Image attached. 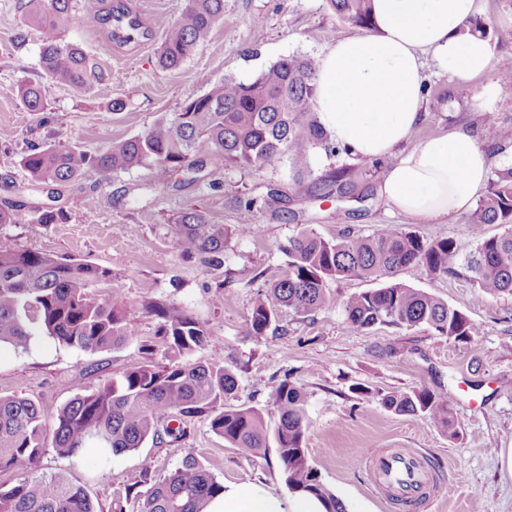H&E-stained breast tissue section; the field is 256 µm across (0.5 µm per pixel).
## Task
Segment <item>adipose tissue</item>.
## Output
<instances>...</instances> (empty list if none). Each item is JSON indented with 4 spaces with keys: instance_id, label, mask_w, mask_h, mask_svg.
Returning a JSON list of instances; mask_svg holds the SVG:
<instances>
[{
    "instance_id": "ef3b65f1",
    "label": "adipose tissue",
    "mask_w": 512,
    "mask_h": 512,
    "mask_svg": "<svg viewBox=\"0 0 512 512\" xmlns=\"http://www.w3.org/2000/svg\"><path fill=\"white\" fill-rule=\"evenodd\" d=\"M477 0H372L373 31L338 39L321 56L316 75L318 117L339 148L385 161L380 197L399 214L431 222L472 208L491 175V155L461 128L416 146L408 141L424 114V56L456 82H486L481 105L499 86L488 81L493 53L471 33ZM207 512H325L306 493L285 496L261 483L228 482Z\"/></svg>"
}]
</instances>
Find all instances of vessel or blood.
I'll list each match as a JSON object with an SVG mask.
<instances>
[{"instance_id":"1","label":"vessel or blood","mask_w":512,"mask_h":512,"mask_svg":"<svg viewBox=\"0 0 512 512\" xmlns=\"http://www.w3.org/2000/svg\"><path fill=\"white\" fill-rule=\"evenodd\" d=\"M376 491L418 504L431 485V475L419 457L405 448H374L359 460Z\"/></svg>"}]
</instances>
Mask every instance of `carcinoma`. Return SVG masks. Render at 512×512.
<instances>
[{
  "mask_svg": "<svg viewBox=\"0 0 512 512\" xmlns=\"http://www.w3.org/2000/svg\"><path fill=\"white\" fill-rule=\"evenodd\" d=\"M341 20L366 31L374 29L371 0H327ZM27 25L41 32L40 68L45 79L75 89L109 87L105 74L84 51L57 35L58 25L75 19L84 25L100 20L82 0H17ZM224 18V0H184L167 29L158 52L159 65L177 68ZM315 61L307 56L282 58L249 81L224 77L206 80V91L189 99L181 111L165 115L150 129L112 142L92 154L77 146L50 145L26 154L21 165L34 188L60 186L90 172L102 176L155 166L196 174L208 167L260 171L287 162L293 177L309 173V151L320 147L336 153L317 114ZM19 95L31 112H45L43 85L24 80ZM239 224L232 232L248 233L255 224L256 201L238 202ZM58 224L67 220L62 208L35 205L22 211L0 208V224L20 220ZM474 251L461 255L449 239L428 242L413 232L388 224L369 236L344 234L327 240L304 229L288 239V271L269 288L267 299L246 319L245 334L263 336L286 308L309 315L328 302V282L347 278L382 279L381 287L354 294L344 302L345 321L356 332L377 326L405 329L428 327L437 335L465 340L476 326L460 306L393 279L403 268L421 266L440 277L467 274L485 294L512 296V180L490 182L487 194L468 217ZM498 224L503 233L488 236L484 227ZM228 229L200 209L187 208L167 224V233L184 255L210 269L224 267ZM112 283V272L76 259H59L24 250L0 240V345L27 348L38 331L57 342L86 352L125 343L133 334L127 308L117 294L100 298L92 289ZM142 308L161 319L160 334L167 363L153 362L125 373L121 380L79 393L56 410V425L47 432L45 409L33 400L0 393V471L9 470L15 483L0 487V512H97L85 489L67 472L41 471L42 457L52 446L70 458L94 446L105 456L135 451L148 440L183 431L192 418L209 417L211 431L245 454L267 447V430L259 410L226 409L238 379L216 362L187 361L195 349L211 342L210 330L187 313L173 311L155 299ZM276 448L288 490L320 498L325 512H347L312 466L304 446L309 429L306 397L289 379L276 387ZM380 404L400 416L422 415L450 436L451 396L427 388L380 395ZM178 422L179 427L169 426ZM151 486L135 495L132 512H206L224 483L191 453L171 472L154 476Z\"/></svg>",
  "mask_w": 512,
  "mask_h": 512,
  "instance_id": "1",
  "label": "carcinoma"
}]
</instances>
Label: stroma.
I'll list each match as a JSON object with an SVG mask.
<instances>
[{"mask_svg":"<svg viewBox=\"0 0 512 512\" xmlns=\"http://www.w3.org/2000/svg\"><path fill=\"white\" fill-rule=\"evenodd\" d=\"M119 8L137 22L123 41L113 34L112 16ZM179 8L180 0H99L95 34L74 20L63 24L60 38L97 59L113 96L126 108L114 113L96 90L49 83V111L31 112L18 85L40 76V32L26 25L16 0H0V207L46 201L45 192L29 189L20 165L30 149L75 144L103 151L112 140L141 133L161 115L180 111L186 100L204 92L202 76L247 81L290 55L320 57L337 39L358 31L324 0H224V19L209 38L178 69L164 70L158 51ZM476 18L487 27L495 57L512 56V0H478ZM424 74L426 118L412 143L461 127L493 150L492 169L500 171L503 155L484 115L493 112L501 126L512 127V68L499 66L490 73L500 95L488 109L474 101L481 80L456 83L430 65ZM310 166L311 176L299 185L285 165L259 173L204 171L191 183L183 174L157 167L106 179L91 173L60 188L61 204L71 208L65 223L0 224V238L18 248L110 269L112 290L127 305L133 329L123 345L95 353L44 335L33 336L23 353L2 348L0 393L32 399L52 414L76 394L120 379L146 361L163 362L160 322L142 309L143 301L154 297L199 319L214 335V342L197 348L190 359L219 362L236 373L238 387L225 407L256 408L272 427L277 414L271 394L278 383L287 378L303 389L310 420L307 455L348 512H512V474L500 458L501 449L512 448V299L490 297L465 276L435 277L413 266L399 271L397 280L448 305H463L477 327L475 335L456 341L388 326L352 332L343 321L342 303L378 288V281L369 279L330 282V301L318 312L303 318L284 311L266 335H245L246 318L287 269L285 245L302 229L332 239L396 224L428 241L454 240L464 254L475 247L467 214L418 223L394 212L377 194L380 164L317 148L310 152ZM335 170L344 174L345 196L315 198L319 181ZM272 187L281 190L283 202H268ZM78 197L92 198V206L71 207ZM241 198L262 207L251 234L229 239L223 269L210 270L184 256L166 230L169 218L190 206L233 227ZM356 385L362 394L353 393ZM412 388L455 392L456 438L426 417L398 416L379 403L381 394ZM370 448L418 451L436 477V494L411 509L374 493L355 465ZM190 453L219 480L261 481L277 492L288 490L276 446L243 454L202 417L187 422L179 439L149 442L106 460L93 448L73 458L50 448L42 468L67 471L97 512H109L128 488L147 490L145 466L164 475Z\"/></svg>","mask_w":512,"mask_h":512,"instance_id":"1","label":"stroma"}]
</instances>
